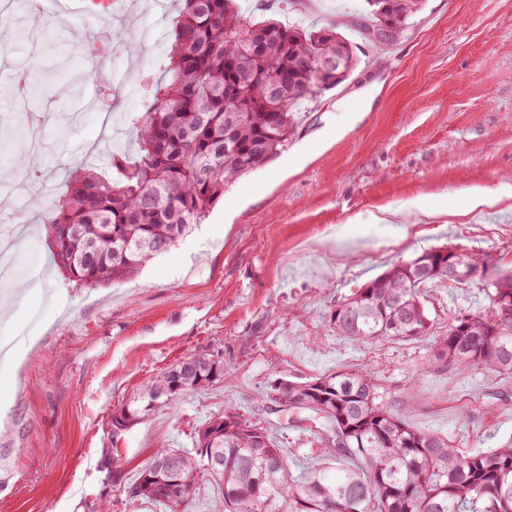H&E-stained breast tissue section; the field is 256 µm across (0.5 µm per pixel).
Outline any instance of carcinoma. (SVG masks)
<instances>
[{
  "label": "carcinoma",
  "instance_id": "obj_1",
  "mask_svg": "<svg viewBox=\"0 0 512 512\" xmlns=\"http://www.w3.org/2000/svg\"><path fill=\"white\" fill-rule=\"evenodd\" d=\"M422 0H397L381 16L369 7L370 38H393ZM341 65L324 75V57ZM166 79L135 122L138 156H117L119 178L80 169L50 222L53 260L84 286L108 285L136 274L201 223L239 176L277 157L296 125L294 106L345 82L356 46L336 25L303 29L274 19L256 21L236 0H178L167 52ZM463 265L483 274L487 254L465 253ZM466 283L448 274L439 248L396 263L368 281L328 315L329 327L353 341L431 338L427 367H485L512 375V272L489 277L491 306L484 313L448 319L430 337L431 319L421 289L439 282ZM201 349L184 357L144 388L140 403L112 413L129 426L171 404L184 392L224 376ZM265 399L306 414L330 465L290 471L287 450L259 420L231 405L195 433L193 448H163L128 488L129 498L188 512L197 477L207 475L221 500L215 512H512V442L465 455L447 436L418 431L399 413L375 403L376 384L360 370H342L305 382L277 378ZM210 448L224 465L215 470L199 453ZM169 458L179 460L189 484L177 491L143 477ZM354 459L356 468L338 463Z\"/></svg>",
  "mask_w": 512,
  "mask_h": 512
}]
</instances>
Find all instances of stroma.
<instances>
[{
  "label": "stroma",
  "mask_w": 512,
  "mask_h": 512,
  "mask_svg": "<svg viewBox=\"0 0 512 512\" xmlns=\"http://www.w3.org/2000/svg\"><path fill=\"white\" fill-rule=\"evenodd\" d=\"M237 3L287 26L340 22L359 64L303 101L287 148L230 184L167 253L96 288L52 264L46 223L76 165L111 177L113 153L134 157L131 121L164 75L173 2L72 0L35 46L23 22L33 0H14L0 23V105L21 101L17 136L36 137L43 156L24 169L22 197H0V228L28 227L18 245L28 283L0 296V339L14 338L17 350L0 360V512H170L128 499L129 484L158 448H192L228 402L268 426L292 471L326 466L316 435L261 393L279 377L304 382L350 367L372 375L378 403L460 451L512 441V378L428 370L429 342L355 343L327 325L364 283L426 249L485 253L512 269V0H423L388 42L366 36L365 0ZM103 20L152 37L136 57L105 34L99 56L86 57L81 36ZM370 85L366 112L359 93ZM475 187L496 203L471 208ZM418 199L429 213L414 209ZM399 209V223H381ZM424 298L437 334L449 317L490 305L480 277L429 285ZM201 349L223 356L219 382L113 434L115 409Z\"/></svg>",
  "instance_id": "stroma-1"
}]
</instances>
